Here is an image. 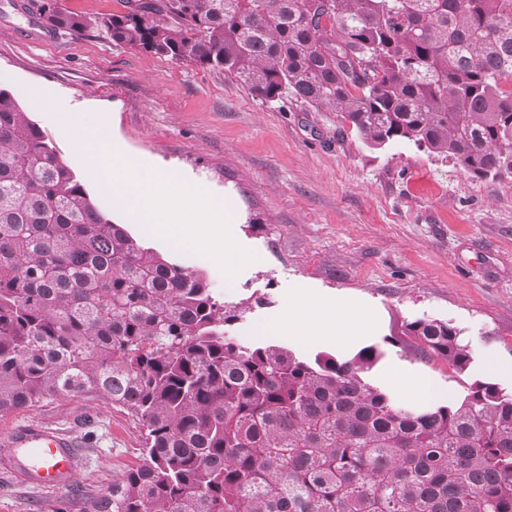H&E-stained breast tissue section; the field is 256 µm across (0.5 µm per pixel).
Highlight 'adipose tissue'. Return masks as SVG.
Wrapping results in <instances>:
<instances>
[{
    "label": "adipose tissue",
    "instance_id": "ef3b65f1",
    "mask_svg": "<svg viewBox=\"0 0 512 512\" xmlns=\"http://www.w3.org/2000/svg\"><path fill=\"white\" fill-rule=\"evenodd\" d=\"M310 300L321 308L320 316L315 317L305 312L303 305L292 304L288 307L287 321L268 323L266 334L308 336L323 340L334 336L357 335L369 328L365 307L352 298L314 294Z\"/></svg>",
    "mask_w": 512,
    "mask_h": 512
}]
</instances>
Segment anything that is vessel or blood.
Wrapping results in <instances>:
<instances>
[{
  "label": "vessel or blood",
  "mask_w": 512,
  "mask_h": 512,
  "mask_svg": "<svg viewBox=\"0 0 512 512\" xmlns=\"http://www.w3.org/2000/svg\"><path fill=\"white\" fill-rule=\"evenodd\" d=\"M81 443L64 429L32 420L0 432V462L25 485L41 492L72 486Z\"/></svg>",
  "instance_id": "1"
}]
</instances>
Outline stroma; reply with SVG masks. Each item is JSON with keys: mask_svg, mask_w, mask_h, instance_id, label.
Masks as SVG:
<instances>
[{"mask_svg": "<svg viewBox=\"0 0 512 512\" xmlns=\"http://www.w3.org/2000/svg\"><path fill=\"white\" fill-rule=\"evenodd\" d=\"M43 0H0V87L9 88L83 180L93 202L137 240L202 271L212 293L237 309L228 334L260 343L251 327L283 320L306 292L366 303L361 336L313 341L278 336L296 354L351 357L375 344L368 374L393 392L401 371L461 396L475 379L512 390L483 363L512 360V179H479L408 143L374 151L332 112L253 98L224 72L113 44L104 31H52ZM107 123L134 161L195 182L223 200L237 242L257 259L226 279L208 258L153 236L89 176L60 111ZM439 319L468 343L467 372L420 357L405 322ZM37 418L85 441L74 494L42 493L0 472V512H84L115 474L141 461V424L91 397L66 398L0 416V431Z\"/></svg>", "mask_w": 512, "mask_h": 512, "instance_id": "35a3bbf8", "label": "stroma"}]
</instances>
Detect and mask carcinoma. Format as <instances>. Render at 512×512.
Instances as JSON below:
<instances>
[{
	"label": "carcinoma",
	"instance_id": "carcinoma-1",
	"mask_svg": "<svg viewBox=\"0 0 512 512\" xmlns=\"http://www.w3.org/2000/svg\"><path fill=\"white\" fill-rule=\"evenodd\" d=\"M52 30L234 76L263 103L335 112L372 150L407 142L512 178V0H127ZM203 274L112 222L0 88V416L94 395L145 429L143 463L85 512H512V391L476 379L407 409L340 360L245 346ZM456 373L450 323L404 326Z\"/></svg>",
	"mask_w": 512,
	"mask_h": 512
}]
</instances>
